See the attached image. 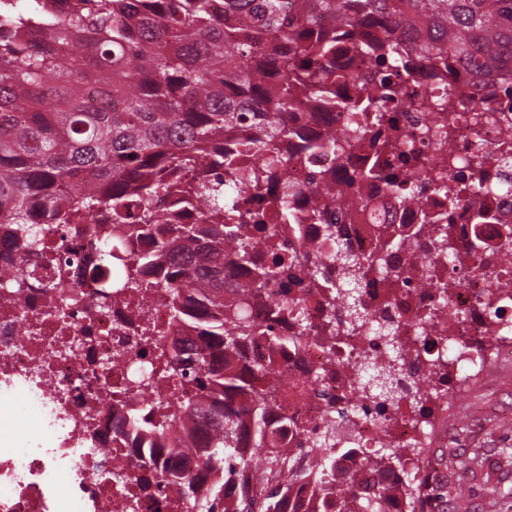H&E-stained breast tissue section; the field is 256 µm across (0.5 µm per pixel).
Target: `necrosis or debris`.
Segmentation results:
<instances>
[{"mask_svg": "<svg viewBox=\"0 0 512 512\" xmlns=\"http://www.w3.org/2000/svg\"><path fill=\"white\" fill-rule=\"evenodd\" d=\"M407 72L412 90L433 104L428 112L396 105L407 130L440 129V116L449 115L456 119L450 139L460 159H467L478 140L502 147V132L512 126V99L504 93L505 84H512L511 74L476 79L426 65L414 55L407 59ZM372 158L367 142L355 138L341 158L315 155L306 165L342 180ZM489 168L483 187L453 211L431 190L417 206L388 203L381 182L365 185L362 193L386 204L383 219L396 229L420 223L425 214L438 227L457 228L471 223L474 211L489 212L492 221L484 235L490 239L497 225L512 224V168L502 169L494 161ZM340 222L351 251L367 254L379 249L382 239L367 213L347 209ZM111 227L109 213L99 211L82 224L41 225L40 234L54 248L65 241L79 246L88 231L104 233ZM17 265L30 270L36 263L24 258L14 239L0 230V512H187L173 488L143 489L145 470L128 453L134 435L123 425L131 408L147 407L170 393L168 382L152 377V350L140 336L144 323L168 328L165 291L156 288L147 298L125 296L104 306L92 296L95 283L71 278L46 296L36 287H10L9 272ZM431 269L438 279L455 276L457 285L448 291L440 324L427 334L419 370L401 378L406 388L424 380L439 390L424 416L414 415L406 405L380 415L354 399L346 417H331L311 389L310 375L322 366L335 367L330 390L337 394L350 370L387 360L376 325L390 314L400 316L404 347H417L414 315L435 304L433 289L413 287L404 293L393 282L371 279L364 298L374 313L359 335L347 340L343 353L334 356L321 337L324 310L314 298L307 307L314 340L302 351L273 354L264 345L250 344L239 353L245 365L273 361L287 391L275 417L297 413L314 425L334 423L338 445L346 450L336 461L337 480L359 473L370 485L381 479L398 485L435 472L436 451L448 444V390L465 394L491 375L497 362L512 359V265L498 273L507 298L495 299L489 308L484 305L486 270L479 261L468 260L453 274L437 262ZM460 313L466 316L461 324L455 320ZM22 415L28 428L17 423ZM299 439L292 428L275 429L276 447L296 452V479L281 512H304L312 491L309 474L315 460L297 451ZM382 446L400 449L401 464L382 476L364 473L366 455Z\"/></svg>", "mask_w": 512, "mask_h": 512, "instance_id": "obj_1", "label": "necrosis or debris"}]
</instances>
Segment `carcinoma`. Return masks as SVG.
I'll return each mask as SVG.
<instances>
[{"instance_id":"cac0c4a2","label":"carcinoma","mask_w":512,"mask_h":512,"mask_svg":"<svg viewBox=\"0 0 512 512\" xmlns=\"http://www.w3.org/2000/svg\"><path fill=\"white\" fill-rule=\"evenodd\" d=\"M324 17L357 34L368 24L394 20L420 37L424 62L448 60L485 77L512 63V0H0V225L78 224L103 207L112 210L109 236L92 235L91 256L112 248V287L120 294L138 288H162L168 296L171 339L160 347L162 373L194 396L172 405L135 411L131 425L146 435L149 448H135L138 460L163 459L145 478L144 489L176 488L184 504L199 512H279L288 495L293 458L268 455L270 417L282 384L273 362L239 368L234 356L252 343L271 351L301 350L314 337L307 323L308 299L325 288L334 295L347 289V321L336 326L335 307L325 309L323 330L352 336L368 320L363 288L370 276L407 286L400 253L423 240L435 257L457 265L463 256L480 259L485 239L477 229L436 234L417 224L405 235L384 237L380 250L358 255L344 246L336 223V202L367 210L362 184L385 183L391 197L421 202L424 185L445 194L448 210L465 201L464 190L445 183L458 157L441 139L437 164L428 163L409 135H400L397 113L380 112L369 138L379 152L399 150L397 170L374 163L347 181L332 183L309 172L302 158L283 152L300 136L291 115L326 99L336 82V55L342 47L320 27ZM356 38L358 56L376 62L377 74L365 104H397L409 79L401 77L399 44L390 38ZM99 101L92 108L90 98ZM252 126L260 132L246 149L262 161L251 181L224 178V135ZM346 140L331 131L308 144L311 151L341 156ZM303 175L312 194L314 219L324 226L323 253L298 249L258 261L259 244L245 237L236 217L238 195L248 190L266 210L292 219L288 197L294 184L288 169ZM185 184L206 208L203 224H168L166 206L175 187ZM141 233L154 248L125 256V242ZM499 259L512 262V230L497 234ZM56 274L38 282L48 292L66 273L67 261L54 257ZM247 270L250 280L224 298V264ZM438 305L447 307L448 284L432 282ZM222 315L195 319L200 341L188 342L180 330L190 321L189 295ZM263 305L265 318L252 316ZM294 315L299 332L281 336L274 324ZM380 333L392 353L386 365L362 368L343 398H372L396 406L404 397L417 406L432 394L406 395L394 379L409 367L402 352L400 325L391 320ZM224 405L207 411L208 402ZM209 414L211 433L197 448L196 473L182 466L185 420ZM335 430L311 428L306 452L316 458L321 491L336 496L338 512H395L398 492L380 484L366 492L354 476L335 484ZM442 471L428 484V506L405 489L402 512H448L462 496L448 489V449L438 455ZM397 460L394 448H378L365 458L377 470Z\"/></svg>"}]
</instances>
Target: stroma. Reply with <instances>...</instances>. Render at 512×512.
I'll list each match as a JSON object with an SVG mask.
<instances>
[{
    "label": "stroma",
    "mask_w": 512,
    "mask_h": 512,
    "mask_svg": "<svg viewBox=\"0 0 512 512\" xmlns=\"http://www.w3.org/2000/svg\"><path fill=\"white\" fill-rule=\"evenodd\" d=\"M457 427L448 444V484L463 488L468 512H512V365H501L490 383L474 384L452 411Z\"/></svg>",
    "instance_id": "obj_1"
}]
</instances>
